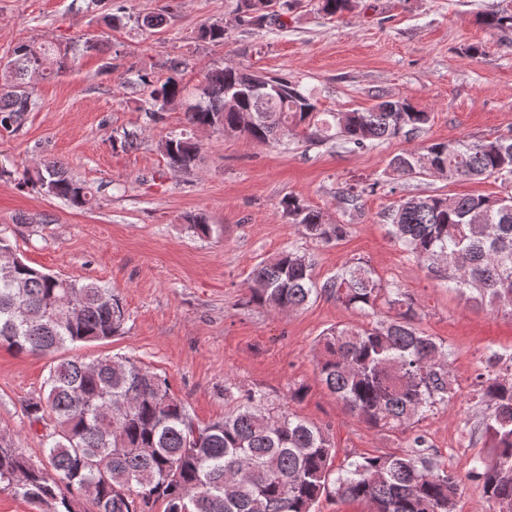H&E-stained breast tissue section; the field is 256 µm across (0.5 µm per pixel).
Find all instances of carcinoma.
<instances>
[{
  "label": "carcinoma",
  "instance_id": "cac0c4a2",
  "mask_svg": "<svg viewBox=\"0 0 512 512\" xmlns=\"http://www.w3.org/2000/svg\"><path fill=\"white\" fill-rule=\"evenodd\" d=\"M298 0H237L228 21L203 26L200 39L224 44L231 26L279 21ZM355 0H317V10L341 17ZM494 30L512 29V12L484 15ZM33 59L28 44L14 47L9 80L0 86V128H19L36 106L26 81L37 70L57 76L69 68V50L51 42ZM170 76L157 85L145 70L142 110L153 122L184 97L183 61L164 62ZM192 127L278 143L292 135L312 143L339 139L363 150L400 133L425 129L430 113L409 99L381 100L364 110L317 111L316 100L286 77H269L237 65L208 70L199 101L186 113ZM170 169L193 170L201 146L181 133L162 144ZM395 176L493 178L512 185V138L433 141L388 163ZM26 183L72 208L87 209L94 195L64 164L41 159ZM288 220L318 242L339 241L349 225L334 221L294 195L281 199ZM389 234L408 258L448 287L512 315V193L504 196L434 194L411 197L389 213ZM249 303L274 312H297L322 296L370 318L341 324L318 340L316 377L353 417L386 431H407L453 397L448 346L416 326L419 306L396 283L384 284L361 261L347 262L320 281L306 252L290 247L256 264ZM127 314L119 295L96 281L77 282L31 267L0 262V347L52 357L79 343L123 333ZM492 354L475 377L487 414L463 427L488 442L467 478L482 485L493 512H512V378L493 371ZM47 392L26 405L33 425L47 430L43 457L34 461L13 437L0 435V486L40 512H77L73 493L91 512H312L322 495L366 501L371 512H457L462 478L427 453L415 431L406 449L359 455L334 466L337 449L325 428L274 404L258 389L234 392L224 419L201 426L167 379L130 357L52 361Z\"/></svg>",
  "mask_w": 512,
  "mask_h": 512
}]
</instances>
